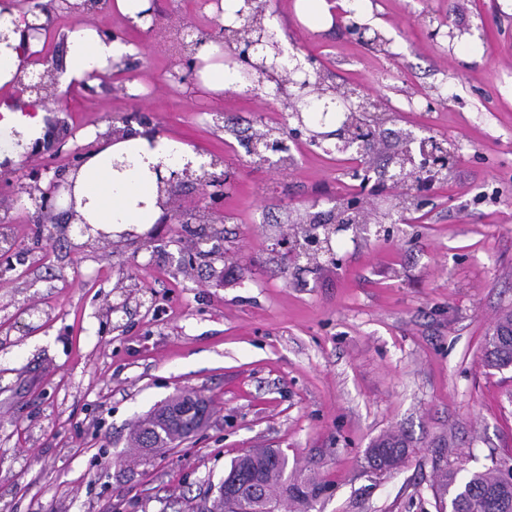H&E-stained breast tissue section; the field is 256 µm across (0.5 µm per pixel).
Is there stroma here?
<instances>
[{"mask_svg": "<svg viewBox=\"0 0 512 512\" xmlns=\"http://www.w3.org/2000/svg\"><path fill=\"white\" fill-rule=\"evenodd\" d=\"M294 4L266 11L299 56L388 99V129L458 145L456 165L406 223L337 234L317 269H282L269 227L352 193L346 158L301 139L287 170L255 164L242 141L280 126L283 103L174 82L173 33L190 41L217 19L206 0H158L155 26L127 31L141 54L95 93L66 88L73 136L51 164L145 116L203 162L232 165L219 208L229 257L180 273L182 245L160 224L155 253L122 269L49 239L20 200L0 209L18 245L0 287V512H197L252 448L282 449L289 471L325 483L310 512H438L440 469L512 465V367L481 363L512 310V0H370L385 52L337 23L310 30ZM461 27L470 35L449 39ZM126 295L127 311L105 318ZM28 305L29 325L15 324ZM182 391L210 399L207 424L142 459L136 422ZM389 433L409 452L372 470L367 450Z\"/></svg>", "mask_w": 512, "mask_h": 512, "instance_id": "obj_1", "label": "stroma"}]
</instances>
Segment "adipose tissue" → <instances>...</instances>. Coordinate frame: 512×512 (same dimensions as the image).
Masks as SVG:
<instances>
[{"mask_svg":"<svg viewBox=\"0 0 512 512\" xmlns=\"http://www.w3.org/2000/svg\"><path fill=\"white\" fill-rule=\"evenodd\" d=\"M44 21V15L23 14L13 0H0V32L10 35L8 43L0 44L1 88L8 86L23 62L40 48L38 41L22 42L20 29ZM137 51L134 44L108 38L95 28L73 26L66 32L59 85L64 88L97 81ZM197 57L201 62L197 75L205 89L220 93L238 84L237 71L225 64L220 45L203 44ZM46 116V106L36 97L1 99L0 159H19L25 145L42 138ZM194 158L187 144L134 128L122 138L100 140L80 167L69 172L67 179L73 191L62 194L58 204L65 209L75 208L86 223L110 234L157 223L163 210L158 204L155 165L179 170Z\"/></svg>","mask_w":512,"mask_h":512,"instance_id":"obj_1","label":"adipose tissue"}]
</instances>
